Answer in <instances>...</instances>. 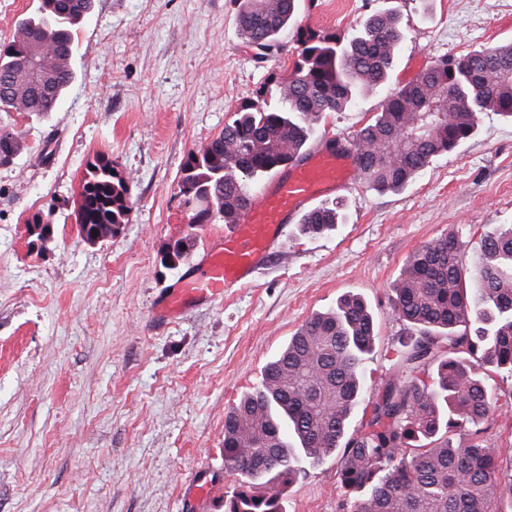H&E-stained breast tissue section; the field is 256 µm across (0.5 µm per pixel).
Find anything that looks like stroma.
<instances>
[{
  "label": "stroma",
  "instance_id": "35a3bbf8",
  "mask_svg": "<svg viewBox=\"0 0 512 512\" xmlns=\"http://www.w3.org/2000/svg\"><path fill=\"white\" fill-rule=\"evenodd\" d=\"M380 7L406 30L391 78L324 113L314 141L351 146L427 66L512 40V0H299L281 50L259 63L241 46L238 0H94L57 109L0 112V131L18 137L0 165V512H224L238 485L224 469V417L300 326L361 296L375 322L363 369L374 391L410 334L392 305L406 259L452 231L472 269L486 236L512 224V120L487 113L402 191L354 179L338 195L336 231L312 238L291 222L255 283L159 317L162 298L224 230L192 223L184 206L189 152L292 70L298 30L344 43ZM99 153L130 174V214L91 245L74 202ZM38 211L54 226L43 248L26 227ZM183 237L188 261L167 268V244ZM337 468L334 456L308 468L285 489L286 512H340ZM203 479L212 492L190 505Z\"/></svg>",
  "mask_w": 512,
  "mask_h": 512
}]
</instances>
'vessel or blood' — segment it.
<instances>
[{
    "label": "vessel or blood",
    "mask_w": 512,
    "mask_h": 512,
    "mask_svg": "<svg viewBox=\"0 0 512 512\" xmlns=\"http://www.w3.org/2000/svg\"><path fill=\"white\" fill-rule=\"evenodd\" d=\"M359 172L355 151L313 146L275 173L217 239L199 268L161 304V317L210 302L252 280L282 243L289 222L318 198L336 193Z\"/></svg>",
    "instance_id": "vessel-or-blood-1"
}]
</instances>
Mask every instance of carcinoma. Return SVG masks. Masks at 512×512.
<instances>
[{
    "label": "carcinoma",
    "instance_id": "carcinoma-1",
    "mask_svg": "<svg viewBox=\"0 0 512 512\" xmlns=\"http://www.w3.org/2000/svg\"><path fill=\"white\" fill-rule=\"evenodd\" d=\"M296 0H239L243 45L261 61L279 51ZM94 0H38L0 46V111L52 112L75 78L73 29ZM303 49L277 83L278 104L236 110L217 137L188 154L178 182L192 223L232 224L256 183L305 153L326 112H339L388 80L405 34L399 15L379 9L341 47L330 35L299 32ZM38 64V72L28 62ZM512 119V42L438 60L390 95L354 143L362 179L379 192L400 191L435 158L469 139L478 116ZM16 137L0 133V164ZM129 178L112 159L87 162L75 210L79 234L114 233L128 221ZM339 202L304 213L300 232L336 230ZM27 224L43 227L38 211ZM166 255L177 268L189 255L179 239ZM463 243L454 232L414 252L394 288L393 309L417 335L400 343L392 371L363 400V363L376 334L364 300L348 295L311 316L263 371L254 391L224 418V469L239 476L224 512H285L283 491L304 471L338 454V480L353 512H504L512 474L503 473L485 434L489 415L512 407L476 370L512 374V227L488 236L481 264L465 278ZM477 324L473 334L459 327ZM361 426L347 434L361 402Z\"/></svg>",
    "mask_w": 512,
    "mask_h": 512
}]
</instances>
